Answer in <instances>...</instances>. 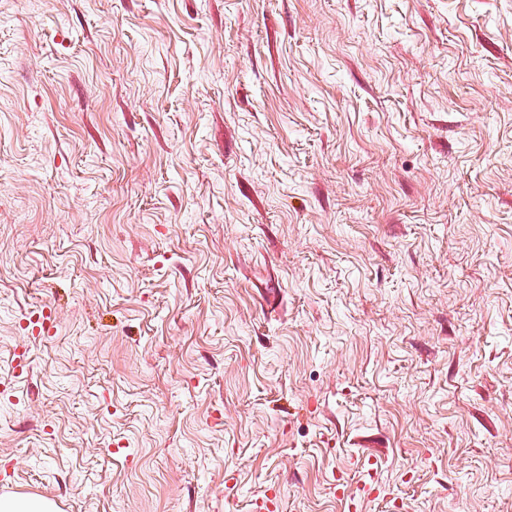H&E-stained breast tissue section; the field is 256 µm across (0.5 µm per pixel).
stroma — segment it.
I'll use <instances>...</instances> for the list:
<instances>
[{"mask_svg":"<svg viewBox=\"0 0 512 512\" xmlns=\"http://www.w3.org/2000/svg\"><path fill=\"white\" fill-rule=\"evenodd\" d=\"M368 479L512 512V0H0V496Z\"/></svg>","mask_w":512,"mask_h":512,"instance_id":"obj_1","label":"stroma"}]
</instances>
